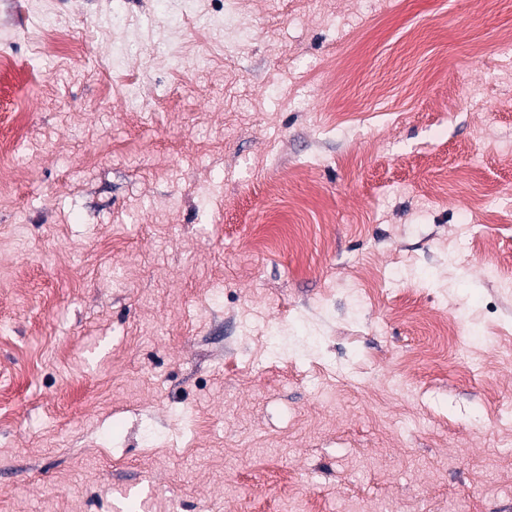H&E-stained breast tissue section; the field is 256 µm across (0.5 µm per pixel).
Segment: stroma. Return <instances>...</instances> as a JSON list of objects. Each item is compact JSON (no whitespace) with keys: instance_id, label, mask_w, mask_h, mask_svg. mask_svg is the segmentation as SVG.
Instances as JSON below:
<instances>
[{"instance_id":"35a3bbf8","label":"stroma","mask_w":512,"mask_h":512,"mask_svg":"<svg viewBox=\"0 0 512 512\" xmlns=\"http://www.w3.org/2000/svg\"><path fill=\"white\" fill-rule=\"evenodd\" d=\"M510 35L0 0V512H512Z\"/></svg>"}]
</instances>
